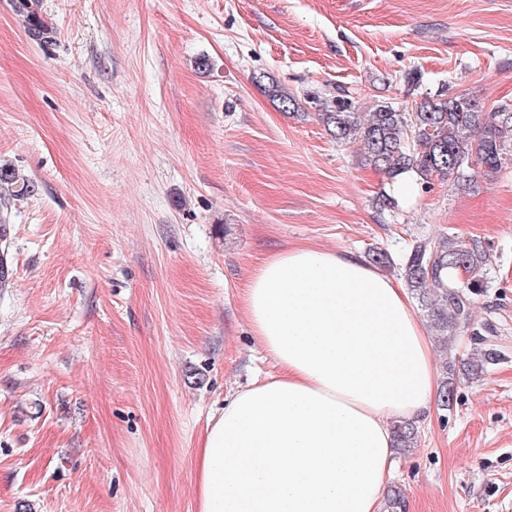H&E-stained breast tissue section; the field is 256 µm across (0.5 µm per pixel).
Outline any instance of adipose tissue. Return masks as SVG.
Segmentation results:
<instances>
[{"mask_svg": "<svg viewBox=\"0 0 512 512\" xmlns=\"http://www.w3.org/2000/svg\"><path fill=\"white\" fill-rule=\"evenodd\" d=\"M277 365L225 400L197 459V512H380L396 420L424 421L438 374L405 288L347 253L264 258L244 292Z\"/></svg>", "mask_w": 512, "mask_h": 512, "instance_id": "obj_1", "label": "adipose tissue"}]
</instances>
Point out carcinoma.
Here are the masks:
<instances>
[{"instance_id": "obj_1", "label": "carcinoma", "mask_w": 512, "mask_h": 512, "mask_svg": "<svg viewBox=\"0 0 512 512\" xmlns=\"http://www.w3.org/2000/svg\"><path fill=\"white\" fill-rule=\"evenodd\" d=\"M264 90L286 113H297L306 104L316 109L331 136L341 142L362 143V161L390 179L414 172L426 183L435 175L463 190L474 181L469 175L473 166L496 171L512 148V107L505 104L488 111L465 94L429 93L410 113L388 104L361 112L357 101L343 90L329 97L312 93L301 99L275 80ZM32 192L34 185L29 180L0 167V201ZM488 261L479 242L444 236L414 243L400 264V276L419 300L438 345L448 348L460 332L470 333L480 345L470 357L446 362L447 373L436 393L444 411L455 397L454 382L448 376L458 373L477 380L485 366L499 357L486 337L490 327L472 321L471 305L488 288ZM392 433L399 450L415 447L418 428L413 423L395 422Z\"/></svg>"}]
</instances>
